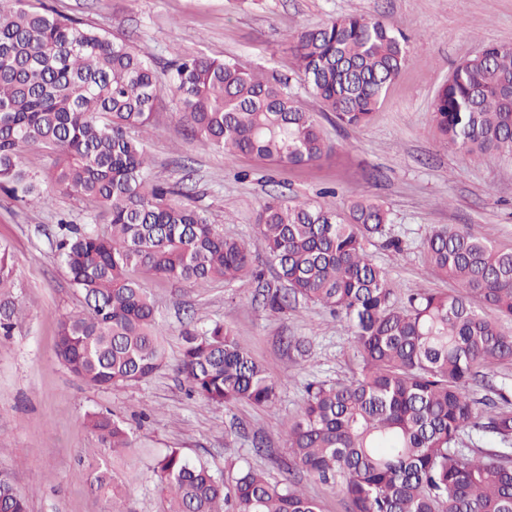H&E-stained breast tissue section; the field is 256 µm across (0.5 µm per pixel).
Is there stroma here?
Segmentation results:
<instances>
[{"instance_id":"stroma-1","label":"stroma","mask_w":512,"mask_h":512,"mask_svg":"<svg viewBox=\"0 0 512 512\" xmlns=\"http://www.w3.org/2000/svg\"><path fill=\"white\" fill-rule=\"evenodd\" d=\"M59 12L82 18L112 38L127 39L162 67L175 56L233 59L286 81L304 109L314 112L330 157L292 168L249 155L226 158L196 147L176 121L178 96L164 88L147 135L154 176L183 182L189 205L205 212L225 236L249 243L264 281L275 284L254 217L264 200L280 194L344 211L357 196L383 202L402 253L368 243L397 297L429 288L452 292L451 281L428 267L422 243L435 227H469L512 248V160L486 165L451 152L435 127L432 104L452 68L488 43L512 45V0H47ZM361 13L402 30L411 57L365 125L340 123L322 111L288 49L289 34L336 17ZM85 218L83 203L56 194L51 205L24 207L0 190V241L17 264L12 295L26 311L21 328L0 336V476L26 499L29 512H165L167 503L147 472L155 458L179 449L218 474L239 466L264 469L274 481L298 483L321 512H346L343 496L298 468H287L288 425L307 384L350 380L360 359L350 330L304 300L271 311L259 283L249 279L202 287L150 278L144 286L162 320L169 367L131 386L95 388L59 361L58 320L81 310L83 298L54 255L42 230L56 215ZM224 321L277 382L274 405L239 403L224 408L188 396L174 368L188 322ZM108 411L126 419L134 444L102 453L84 424L85 414ZM266 447L252 448L253 437ZM114 469L123 495L116 503L94 494L90 480Z\"/></svg>"}]
</instances>
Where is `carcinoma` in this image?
<instances>
[{"label":"carcinoma","mask_w":512,"mask_h":512,"mask_svg":"<svg viewBox=\"0 0 512 512\" xmlns=\"http://www.w3.org/2000/svg\"><path fill=\"white\" fill-rule=\"evenodd\" d=\"M295 64L323 111L366 123L410 58L409 39L379 20L349 14L288 37ZM160 76L135 46L30 0H0V189L29 206L52 193L85 202L90 221L62 218L51 247L84 307L61 317L57 356L85 383L144 382L166 366L163 332L142 279L192 285L261 280L249 245L229 238L203 211L154 180L145 149L153 111L168 84L176 119L203 148L228 159L313 165L332 152L316 113L286 83L233 59L172 60ZM512 45L491 44L457 64L435 96L433 121L448 148L478 160L512 158ZM48 159L42 173L23 154ZM255 223L285 290L264 286L273 311L302 298L351 328L361 358L349 383H312L288 427L295 466L342 493L347 512H512V410L506 392L476 397L497 362L512 361V249L470 230L441 227L423 242L431 270L456 293L415 288L394 299L387 274L366 250L372 238L396 253L391 214L367 196L344 213L269 196ZM12 252L0 244V336L21 327L7 289ZM176 372L191 396L224 407L270 406L277 395L262 365L220 321L183 332ZM105 448L131 447L130 423L110 412L85 416ZM487 440L491 452L459 447ZM168 512H321L294 482L273 483L248 465L229 478L172 449L151 468ZM95 491L121 486L104 468ZM0 512L28 504L0 478Z\"/></svg>","instance_id":"1"}]
</instances>
